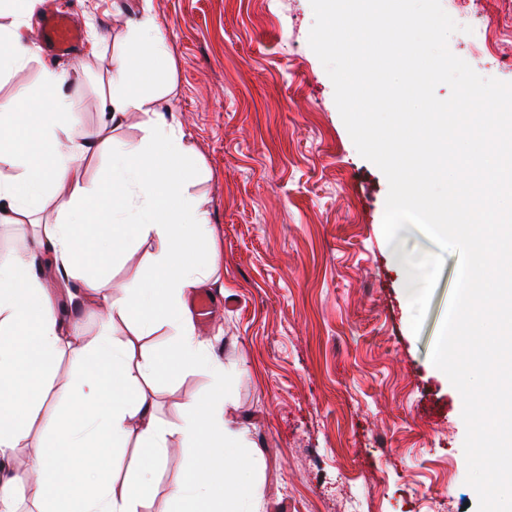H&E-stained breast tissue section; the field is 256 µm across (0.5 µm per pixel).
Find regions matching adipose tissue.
Here are the masks:
<instances>
[{
  "label": "adipose tissue",
  "mask_w": 512,
  "mask_h": 512,
  "mask_svg": "<svg viewBox=\"0 0 512 512\" xmlns=\"http://www.w3.org/2000/svg\"><path fill=\"white\" fill-rule=\"evenodd\" d=\"M38 0L14 8L10 25H0V76L35 55L27 16ZM152 0H140L128 22L127 47L107 64L110 86L101 101L96 137L80 138L72 116L78 107L63 90L64 72L46 68L29 103L0 102V222L31 223L52 206L53 223L43 225L34 248L0 261V512H17L26 495L38 512H142L147 493L163 466L171 440L189 455L184 479L170 493V512H209L208 500L224 498V512H261L262 494L245 487L243 472L255 461L224 457L228 448H248L251 433L239 420L237 402L225 385L224 363L187 307L192 290L217 273L216 255L202 250L211 240L210 212L189 191L194 156L175 112L151 88L157 68L169 59ZM151 107L141 141L114 140L112 130L130 115ZM105 153L99 178L86 183L82 162ZM137 239L154 243L151 291L131 287L113 295L103 263L120 261ZM95 309L99 330L85 338L75 311ZM133 335H150L164 324L170 347L159 356L136 359L130 343L116 334L118 323ZM69 351L82 375L53 413L43 411L45 384L61 351ZM206 370L211 393L183 404L178 423L160 419L153 384L175 371ZM45 444L27 468L15 455L32 431ZM137 455L131 474L117 480L119 455ZM112 468L93 472V459Z\"/></svg>",
  "instance_id": "adipose-tissue-1"
}]
</instances>
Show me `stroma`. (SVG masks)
I'll return each mask as SVG.
<instances>
[{
    "instance_id": "35a3bbf8",
    "label": "stroma",
    "mask_w": 512,
    "mask_h": 512,
    "mask_svg": "<svg viewBox=\"0 0 512 512\" xmlns=\"http://www.w3.org/2000/svg\"><path fill=\"white\" fill-rule=\"evenodd\" d=\"M458 0L453 54L512 82V0ZM94 25L101 58L39 51L0 77V100L26 99L44 67L68 72L78 133L100 120L101 59L123 51L139 0H43ZM173 58L159 86L193 144L219 253L204 290L215 354L235 376L238 418L257 446L264 512H476L466 485L463 400L430 354L458 257L446 255L420 333H413L401 255L436 252L417 229L382 230L388 183L357 151L333 84L308 44L310 0H153ZM75 55V56H76ZM151 242L106 267L115 290L150 274ZM208 376L156 382V414L177 422ZM187 456L171 451L144 512H167Z\"/></svg>"
}]
</instances>
